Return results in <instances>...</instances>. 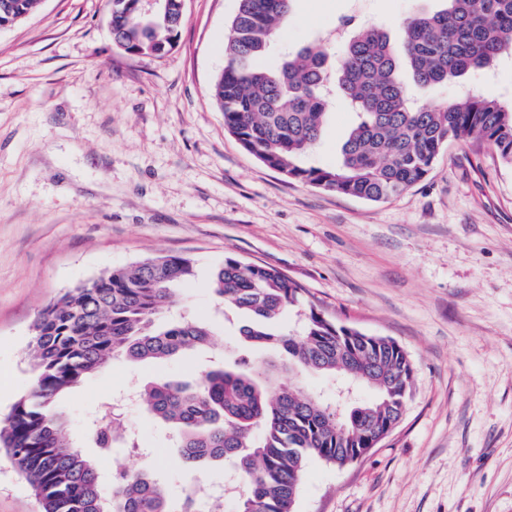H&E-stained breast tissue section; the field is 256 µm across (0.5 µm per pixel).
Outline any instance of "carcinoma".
Masks as SVG:
<instances>
[{"instance_id":"obj_1","label":"carcinoma","mask_w":512,"mask_h":512,"mask_svg":"<svg viewBox=\"0 0 512 512\" xmlns=\"http://www.w3.org/2000/svg\"><path fill=\"white\" fill-rule=\"evenodd\" d=\"M294 0H240L224 44V74L214 87L224 127L242 147L288 178L370 202L421 182L449 143L477 137L512 167V105L476 88L437 106H419L404 76L420 88L460 83L512 57V0H445L404 22L391 44L379 27L357 28L338 62L318 42L270 66L275 30ZM38 0H0V27ZM166 17L145 19L128 6L112 12V40L148 50L168 41ZM336 91L358 122L334 166H306L319 144ZM194 278L191 259L164 255L102 274L67 290L37 316L30 343L33 387L0 418V450L27 480L40 512H202L186 493L170 500L148 467L113 475L105 494L96 460L70 438L59 406L109 361L158 362L212 343L198 319L158 328V315ZM216 298L246 316L241 341L273 349L278 361L245 358L200 371L190 382L157 378L139 390L146 410L171 424L191 464L226 463L244 480L237 512H294L302 472L312 459L344 466L366 447L367 433L403 415L392 395L410 388L413 365L391 338L327 319L282 271L227 254L211 283ZM304 309L300 329L279 324ZM344 377L375 397L336 412L278 373Z\"/></svg>"}]
</instances>
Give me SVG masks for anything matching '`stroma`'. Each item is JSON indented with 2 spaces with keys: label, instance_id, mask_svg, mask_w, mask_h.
<instances>
[{
  "label": "stroma",
  "instance_id": "1",
  "mask_svg": "<svg viewBox=\"0 0 512 512\" xmlns=\"http://www.w3.org/2000/svg\"><path fill=\"white\" fill-rule=\"evenodd\" d=\"M239 0H185L175 47L131 56L112 41L107 0H40L0 29V417L32 385L39 312L68 289L156 256L182 255L195 276L170 318L216 330L210 348L155 364L112 360L62 402L71 434L114 471L153 466L172 499L223 484L220 465L186 463L166 424L130 401L137 448L103 451L84 428L114 396L155 377L190 378L233 346L243 317L209 283L231 252L308 291L336 324L397 341L414 377L382 443L338 467L311 460L295 512H512V167L485 142H453L428 176L367 202L290 179L224 127L213 86ZM443 0H296L267 64L337 23L381 26ZM356 113L335 98L308 161L336 164ZM0 512H39L0 453Z\"/></svg>",
  "mask_w": 512,
  "mask_h": 512
}]
</instances>
